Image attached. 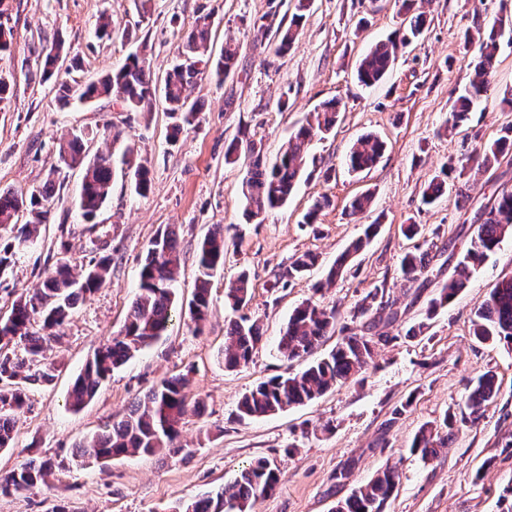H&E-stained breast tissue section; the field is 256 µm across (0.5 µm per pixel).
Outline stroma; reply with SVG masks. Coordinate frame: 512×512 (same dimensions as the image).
Returning a JSON list of instances; mask_svg holds the SVG:
<instances>
[{
    "label": "stroma",
    "instance_id": "1",
    "mask_svg": "<svg viewBox=\"0 0 512 512\" xmlns=\"http://www.w3.org/2000/svg\"><path fill=\"white\" fill-rule=\"evenodd\" d=\"M417 5L428 19L423 36L402 48L384 80L368 88L358 82L356 64L373 43L399 28L397 0H312L295 44L282 56L253 30L269 11V0H5L1 6L13 44L11 54L0 58V73L12 75L14 95L0 109V189L40 190L58 164L61 138L70 133L88 132L90 152L110 151L112 137L105 129L112 125L129 133L133 162L148 168L151 184L146 194H137L131 173L115 170L112 194L90 224L78 208L83 173L63 169L38 245L17 253L0 276L3 314L57 261L67 260L77 272L100 249L112 256L108 284L79 306L46 353L56 367L54 382L29 387L14 440L0 449V476L34 456L50 459L55 474L34 491L0 495V512H51L63 503L76 512H172L258 458L276 467L281 480L249 512H333L353 488L388 466L397 467L401 478L385 512H512V349L472 335L474 314L489 290L512 277V236L472 272L467 288L439 310L423 336L407 335L452 276L481 213L498 194L512 191L507 155L486 171L451 172L447 197L422 202L424 188L443 164L512 129V108L502 102L512 93V27L500 40L487 93L455 129L449 112L473 77L476 53L463 34L499 17L501 0ZM202 9L213 15V51H221L229 36L242 50L224 82L203 74L190 87L191 99L203 109L179 136L171 134L163 98L153 100L148 112L106 103L64 108L52 83L35 76L45 49L61 39L81 61L71 80H95L136 52L149 59L154 82L162 83ZM105 13L114 33L100 40L94 32ZM282 97L288 107L281 111ZM334 97L342 101L338 123L331 135L313 140L307 170L287 204L263 221L248 218L239 194L245 164H225L227 145L236 137L259 139L267 158H275L307 114ZM368 133L384 141L383 155L369 172H347L345 154ZM365 191L373 194L372 211L352 218L349 202ZM460 192L469 198L463 209L454 204ZM323 195L329 206L316 223H303L313 200ZM376 219L381 226L371 243L335 283L326 284L328 266ZM218 224L224 228V267L212 280L210 312L198 328L185 313L193 298L197 247ZM406 224L419 225L416 240L403 235ZM169 226L179 241L175 294L182 317L115 370L86 407L70 409L66 400L74 379L121 330L148 246ZM416 244L430 250L433 273L409 283L400 265ZM306 252L317 254V265L277 286L276 275ZM243 271L252 284L244 313L260 320L264 336L247 364L228 369L222 359L229 316L224 290ZM377 286L385 288L394 315L369 327L356 306ZM309 299L336 308L345 333L382 335L388 344L376 347L373 365L357 380L269 417L239 419L244 393L260 381L300 370V363L279 352L278 340L293 308ZM488 370L496 373L500 393L479 425L463 429L433 461L411 455L420 427L459 413ZM176 374L187 376L192 395L206 405L204 414L187 413L180 427L183 451L120 457L104 468L77 461L78 446L107 420ZM343 469L349 477L337 481Z\"/></svg>",
    "mask_w": 512,
    "mask_h": 512
}]
</instances>
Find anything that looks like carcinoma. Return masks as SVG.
I'll return each instance as SVG.
<instances>
[{
    "mask_svg": "<svg viewBox=\"0 0 512 512\" xmlns=\"http://www.w3.org/2000/svg\"><path fill=\"white\" fill-rule=\"evenodd\" d=\"M310 0H297L290 22L278 17L277 11H269L259 17L257 30L272 38L275 53L282 55L291 48L301 26ZM404 14L403 30L372 46L360 60L357 78L365 86L379 83L397 60L401 47L419 38L426 27L424 13L414 9V0H401ZM503 18L496 19L484 29L465 34V42L477 44L474 60V78L466 94L460 96L451 111L452 127L463 125L473 104L487 91L502 35ZM213 27L212 15L201 13L184 36L182 50L166 73L162 88H157L151 77L145 57L131 54L119 69L107 72L85 85H73L67 80L59 82V100L68 104L79 102L117 101L127 112H141L150 106L156 91H161L171 117H186L202 111L186 94L197 77L210 70L217 78L228 76L237 64L240 43L229 39L218 57L210 51ZM63 45L57 43L44 56L40 65V79L50 80L57 63L62 59ZM340 111V101L324 102L310 114L306 124L300 126L288 139L276 159L267 161L262 145L249 140L241 145L235 140L224 153L227 164H235L240 152H245L249 162L243 173L239 192L248 216L258 219L268 211L285 204L300 182L307 165L308 148L312 138L320 133L333 131ZM87 134L73 133L59 148L60 165L53 168L41 195L25 197L10 190L0 191V234L10 235L11 242L0 253V275L11 266L15 242L23 238L33 245L39 238L38 226L47 220L48 209L44 201L54 189L55 176L61 166L80 167L83 170L82 192L79 209L83 218L93 220L112 192V172L116 161L113 152H97L93 155L85 148ZM384 151L383 141L374 134L360 137L351 147L346 166L351 172L372 169ZM512 153V135L507 134L485 145L474 154L443 166L442 174L456 168L463 170L471 165L489 168L500 157ZM446 181L435 177L423 191V202L431 204L445 194ZM28 220L19 223V214ZM378 224L365 227L363 236L353 240L329 268L326 282L332 283L349 267L351 262L377 235ZM512 235V192H503L486 209L481 224L458 262L454 275L440 289L437 297L429 302L425 318L412 326L409 334L421 336L429 328L438 309L446 306L467 286L469 275L494 251L506 235ZM178 242L170 229L158 233L150 242L145 263L139 273V288L127 314L123 329L100 346L86 363L83 373L75 381L68 405L74 410L85 407L94 397L100 385L112 372L128 362L136 352L150 346L168 330L176 314L174 304L175 275L178 268ZM432 256L427 250L405 255L402 278L416 282L429 273ZM112 256L106 252L73 274L70 265L61 261L57 267L33 291L18 296L11 311L0 317V448L9 445L13 438L15 416L25 406L27 393L16 385L19 378L31 385L53 381L55 368L44 363V344L55 337L59 329L74 315L78 305L87 296L107 284ZM317 263L310 253L298 256L288 269L293 278ZM224 265V228L216 226L198 245L197 276L194 299L189 314L196 326L206 320L210 308L211 281L215 271ZM385 289L370 291L357 306V314L370 316L376 309L383 310L389 302L379 299ZM251 299V285L246 272H241L224 292V303L234 311L246 306ZM40 323V331L33 332L34 323ZM336 311L315 300H307L297 306L288 319L278 343L280 353L289 360L306 359L319 346L322 338L335 330ZM472 333L481 342L504 341L512 345V277L499 281L475 312ZM263 339V328L258 320L246 316L228 321L224 330V365L236 368L247 363ZM386 336L350 335L342 337L325 356L309 361L301 371L286 373L258 384L245 393L238 402L239 416L260 418L279 413L285 408L304 405L319 398L336 386L344 385L367 369L373 362L376 345L388 342ZM24 345L25 356L20 358L11 346ZM40 368L25 376L20 369L25 365ZM499 385L495 373L487 370L476 381L465 401L461 415H447L443 421L445 431L432 424L423 425L413 438L411 452L430 461L438 457L442 448L448 447L460 428L475 426L484 417L486 408L495 401ZM200 414L203 400L191 399L189 383L184 376L166 379L143 397L132 402L119 419L105 423L91 442L84 446L82 455L100 465L120 455L148 454L179 451L177 440L180 426L188 410ZM53 474L48 459H31L19 469L0 477V493L28 491L47 482ZM400 480L399 471L388 467L369 481L352 489L339 501L335 512H384L387 500L392 496ZM280 481L277 469L262 459L243 468L230 483L215 488L188 503L182 512H248L252 501L275 490Z\"/></svg>",
    "mask_w": 512,
    "mask_h": 512,
    "instance_id": "cac0c4a2",
    "label": "carcinoma"
}]
</instances>
